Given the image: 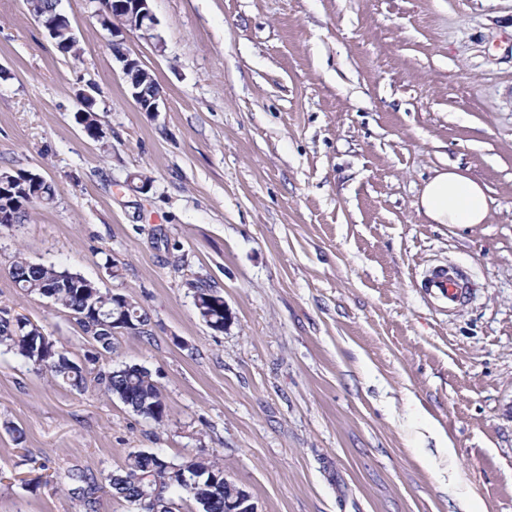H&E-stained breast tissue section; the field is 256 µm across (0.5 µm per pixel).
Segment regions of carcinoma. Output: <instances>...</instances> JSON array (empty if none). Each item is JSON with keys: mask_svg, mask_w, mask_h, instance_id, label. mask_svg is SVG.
<instances>
[{"mask_svg": "<svg viewBox=\"0 0 512 512\" xmlns=\"http://www.w3.org/2000/svg\"><path fill=\"white\" fill-rule=\"evenodd\" d=\"M77 118L89 137L100 138L96 113L79 112ZM27 175L18 171L12 174L15 185L0 184V212L10 211L19 221L33 204L50 205L58 194L54 183L45 179L33 183ZM11 277L28 294H50L54 304L65 309L107 353L112 352V315L122 313L133 325L134 334L147 332L150 317L144 309L122 294L101 291L76 271L32 263L19 253L11 264ZM193 289L201 320L214 331H224V304L216 297L218 291L200 281L193 284ZM7 315L9 311L0 308V346L34 369L49 372L58 382L77 390L85 388L84 370L69 357L66 348L46 337L42 328L28 319L18 316L9 320ZM99 380L105 393L139 415L161 423L156 415L166 412L165 398L147 368L124 364L102 374ZM105 481L132 507L144 501L151 512H176L178 502L187 500L194 502L199 512H225L224 501L236 498L241 489L232 481L224 483V467L203 453L174 461L160 452H131L122 472L106 476Z\"/></svg>", "mask_w": 512, "mask_h": 512, "instance_id": "1", "label": "carcinoma"}]
</instances>
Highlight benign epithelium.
Wrapping results in <instances>:
<instances>
[{"label":"benign epithelium","instance_id":"7a95c632","mask_svg":"<svg viewBox=\"0 0 512 512\" xmlns=\"http://www.w3.org/2000/svg\"><path fill=\"white\" fill-rule=\"evenodd\" d=\"M151 0H88V6L103 28L112 30V56L126 76L127 94L142 112H158L163 103L161 91L149 90L153 74L124 48L125 35L141 31L151 35L156 18L150 7ZM53 40L64 34L62 46L77 47L78 41L69 18L53 8L40 19ZM227 512H258L250 494L244 493L228 502Z\"/></svg>","mask_w":512,"mask_h":512}]
</instances>
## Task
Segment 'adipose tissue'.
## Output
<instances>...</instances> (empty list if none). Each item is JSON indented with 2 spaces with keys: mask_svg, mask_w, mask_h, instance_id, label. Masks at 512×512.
I'll return each mask as SVG.
<instances>
[{
  "mask_svg": "<svg viewBox=\"0 0 512 512\" xmlns=\"http://www.w3.org/2000/svg\"><path fill=\"white\" fill-rule=\"evenodd\" d=\"M489 202L485 187L454 165L426 183L417 209L435 224H482L489 216Z\"/></svg>",
  "mask_w": 512,
  "mask_h": 512,
  "instance_id": "ef3b65f1",
  "label": "adipose tissue"
}]
</instances>
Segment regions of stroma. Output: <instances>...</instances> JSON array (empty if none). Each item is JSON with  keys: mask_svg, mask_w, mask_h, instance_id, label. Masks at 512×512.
Listing matches in <instances>:
<instances>
[{"mask_svg": "<svg viewBox=\"0 0 512 512\" xmlns=\"http://www.w3.org/2000/svg\"><path fill=\"white\" fill-rule=\"evenodd\" d=\"M59 7L78 55L0 0V171L60 189L0 229V308L91 377L79 391L0 351V512H132L105 475L199 448L258 512H512V0H152L156 37L125 47L157 112L127 97L86 0ZM88 87L97 141L75 120ZM451 163L487 186L486 223L418 211ZM19 252L129 297L148 335L96 353L16 286ZM440 262L475 285L450 311L421 287ZM197 280L223 294V331ZM122 363L150 370L163 423L104 393ZM194 289V305L201 320L214 331H223L224 322L228 320V310L223 303H218L224 296L214 288L201 281L192 285ZM218 294L220 297H215ZM224 316L226 321H224Z\"/></svg>", "mask_w": 512, "mask_h": 512, "instance_id": "35a3bbf8", "label": "stroma"}]
</instances>
